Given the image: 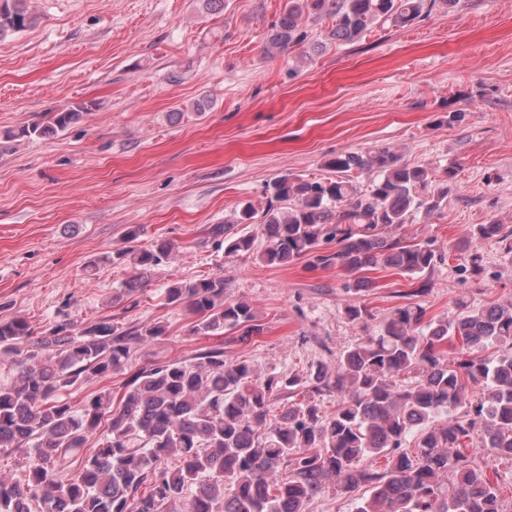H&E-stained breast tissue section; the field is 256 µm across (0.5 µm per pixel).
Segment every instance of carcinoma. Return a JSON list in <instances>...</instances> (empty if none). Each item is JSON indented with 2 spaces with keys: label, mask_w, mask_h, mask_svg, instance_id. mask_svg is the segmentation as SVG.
Here are the masks:
<instances>
[{
  "label": "carcinoma",
  "mask_w": 512,
  "mask_h": 512,
  "mask_svg": "<svg viewBox=\"0 0 512 512\" xmlns=\"http://www.w3.org/2000/svg\"><path fill=\"white\" fill-rule=\"evenodd\" d=\"M459 0H286L269 37V53L304 41L303 24L329 17L330 37L350 44L376 24L411 26L435 7ZM25 0H0V38L31 27ZM85 107L66 106L46 122L0 133V145L44 139L77 124ZM333 178L284 175L270 186L268 206L250 203L211 228L229 253L248 252L252 235L236 224H256L266 245L260 260L288 265L303 257L337 266L345 288L369 285L365 272L391 269L418 287L434 266L431 244H404L390 230L417 214L448 205L453 172L444 178L427 166L401 160L386 148L341 152L326 162ZM372 177L363 193L355 174ZM141 227L125 232L128 246L112 263L134 275L117 297L139 292L153 269L172 259L171 241L139 244ZM512 241V229L495 218L479 224L473 239ZM336 250H321L324 243ZM164 302L191 316L200 336L260 333L253 306L226 296L224 276L175 281ZM160 322L120 331L103 318L82 327L61 318L37 333L24 317L0 320V355L16 356V370L0 376V454L18 468L0 474V512H306L331 488L356 497L355 512H500L497 487L461 445L512 459V304L457 305L437 321L417 302L400 306L367 336L342 352L336 365L310 373L261 372L248 359H224V349L194 362L152 364L123 384L119 406L112 391L73 403L72 391L91 378L125 371L130 349L165 335ZM460 341L448 356L444 346ZM497 349L489 359L480 352ZM413 375L407 385L398 384ZM305 389L302 399L271 415L281 391ZM333 389L336 410L323 413L317 394ZM470 405L466 417L453 415ZM96 447L86 448L90 440ZM378 458L385 468L373 466Z\"/></svg>",
  "instance_id": "carcinoma-1"
}]
</instances>
